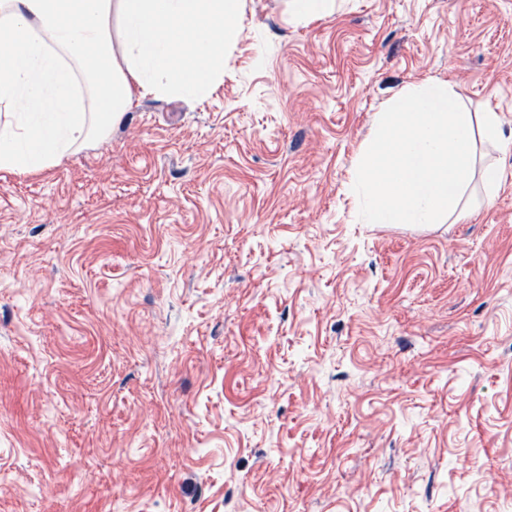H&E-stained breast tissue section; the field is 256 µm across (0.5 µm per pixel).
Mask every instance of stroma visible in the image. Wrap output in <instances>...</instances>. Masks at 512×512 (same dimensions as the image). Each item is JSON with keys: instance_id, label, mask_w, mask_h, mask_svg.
<instances>
[{"instance_id": "obj_1", "label": "stroma", "mask_w": 512, "mask_h": 512, "mask_svg": "<svg viewBox=\"0 0 512 512\" xmlns=\"http://www.w3.org/2000/svg\"><path fill=\"white\" fill-rule=\"evenodd\" d=\"M242 26L208 98L0 170V512H512V149L461 222L349 191L425 80L512 142V0Z\"/></svg>"}]
</instances>
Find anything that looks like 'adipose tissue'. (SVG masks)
Here are the masks:
<instances>
[{"instance_id":"ef3b65f1","label":"adipose tissue","mask_w":512,"mask_h":512,"mask_svg":"<svg viewBox=\"0 0 512 512\" xmlns=\"http://www.w3.org/2000/svg\"><path fill=\"white\" fill-rule=\"evenodd\" d=\"M244 0H0V169L34 173L105 139L134 96L202 99Z\"/></svg>"}]
</instances>
